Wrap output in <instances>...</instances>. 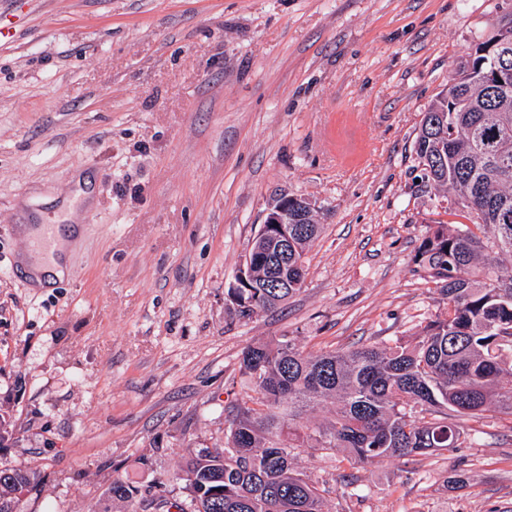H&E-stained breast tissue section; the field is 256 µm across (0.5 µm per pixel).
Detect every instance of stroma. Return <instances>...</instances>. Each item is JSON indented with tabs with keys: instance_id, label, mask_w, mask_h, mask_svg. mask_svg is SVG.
<instances>
[{
	"instance_id": "35a3bbf8",
	"label": "stroma",
	"mask_w": 512,
	"mask_h": 512,
	"mask_svg": "<svg viewBox=\"0 0 512 512\" xmlns=\"http://www.w3.org/2000/svg\"><path fill=\"white\" fill-rule=\"evenodd\" d=\"M512 0H0V468L14 512L184 501L190 450L220 448L243 348L408 341L445 304L414 262L448 195L420 182L422 115ZM68 278L19 266L28 212L76 173ZM319 207L302 288L240 317L228 295L278 191ZM469 447L362 466L295 449L328 512H512V421ZM464 482L449 486V476ZM30 477L35 473L21 469H0V512H13L12 503L16 494H23L31 487Z\"/></svg>"
}]
</instances>
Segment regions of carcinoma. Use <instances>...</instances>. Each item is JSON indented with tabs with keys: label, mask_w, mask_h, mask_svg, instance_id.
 <instances>
[{
	"label": "carcinoma",
	"mask_w": 512,
	"mask_h": 512,
	"mask_svg": "<svg viewBox=\"0 0 512 512\" xmlns=\"http://www.w3.org/2000/svg\"><path fill=\"white\" fill-rule=\"evenodd\" d=\"M494 53L476 45L461 61L454 94H437L420 124L414 151L422 178L448 190L452 215L477 222L435 224L416 263L447 300L408 343L306 353L284 337L252 344L239 372L248 391L225 409L222 448L189 452L183 472L191 510L179 512H325L326 494L294 462L293 448H336L361 464L453 451L470 444L457 419L495 412L512 417V74L492 84ZM288 205V287L276 247L254 238V288H232L244 315L276 307L305 281V256L320 233L295 223ZM334 405L319 423L301 424ZM35 473L0 469V512L29 491ZM112 498L137 512L134 487L112 480Z\"/></svg>",
	"instance_id": "cac0c4a2"
}]
</instances>
